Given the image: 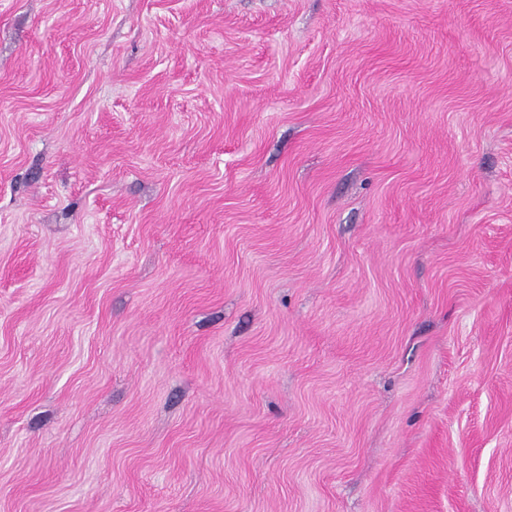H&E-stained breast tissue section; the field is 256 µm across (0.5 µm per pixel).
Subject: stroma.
<instances>
[{
  "mask_svg": "<svg viewBox=\"0 0 512 512\" xmlns=\"http://www.w3.org/2000/svg\"><path fill=\"white\" fill-rule=\"evenodd\" d=\"M0 512H512V0H0Z\"/></svg>",
  "mask_w": 512,
  "mask_h": 512,
  "instance_id": "1",
  "label": "stroma"
}]
</instances>
